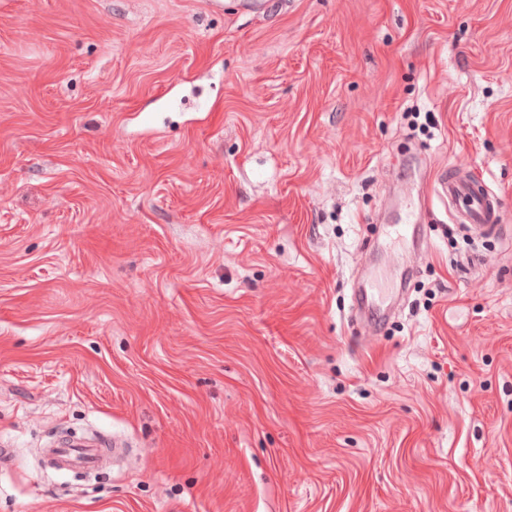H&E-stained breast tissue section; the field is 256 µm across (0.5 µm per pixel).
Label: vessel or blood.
<instances>
[{
    "mask_svg": "<svg viewBox=\"0 0 512 512\" xmlns=\"http://www.w3.org/2000/svg\"><path fill=\"white\" fill-rule=\"evenodd\" d=\"M438 184L442 195L459 208L471 228L487 234L499 231L501 201L481 181L453 173L443 175ZM360 294L374 313L386 311L391 303L387 289L374 281L366 282ZM118 452L117 444L107 439L79 436L59 440L43 454L50 469L86 475L102 471Z\"/></svg>",
    "mask_w": 512,
    "mask_h": 512,
    "instance_id": "obj_1",
    "label": "vessel or blood"
}]
</instances>
